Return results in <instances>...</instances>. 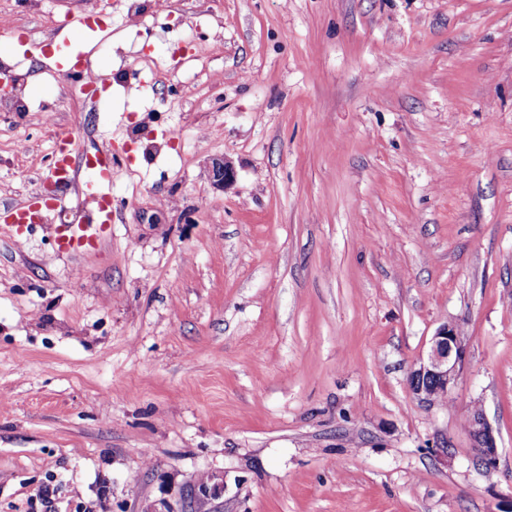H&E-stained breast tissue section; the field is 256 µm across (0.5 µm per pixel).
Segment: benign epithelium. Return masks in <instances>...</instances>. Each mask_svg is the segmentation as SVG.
<instances>
[{"mask_svg":"<svg viewBox=\"0 0 512 512\" xmlns=\"http://www.w3.org/2000/svg\"><path fill=\"white\" fill-rule=\"evenodd\" d=\"M211 173L214 181L224 187L233 177V169L224 161L212 162ZM464 357L461 336L454 323H446L438 328L431 339L427 359L411 370L409 387L415 398L422 404L431 406L449 395L457 383ZM467 429L482 467H489L497 460V444L493 428L480 410H474L468 416ZM218 496L217 487L212 479L196 484L190 494L183 499L181 509L168 512H193L197 504L208 502Z\"/></svg>","mask_w":512,"mask_h":512,"instance_id":"7a95c632","label":"benign epithelium"}]
</instances>
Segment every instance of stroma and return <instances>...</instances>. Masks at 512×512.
<instances>
[{
	"label": "stroma",
	"mask_w": 512,
	"mask_h": 512,
	"mask_svg": "<svg viewBox=\"0 0 512 512\" xmlns=\"http://www.w3.org/2000/svg\"><path fill=\"white\" fill-rule=\"evenodd\" d=\"M141 4L135 31L127 0H0L29 103L0 209L63 132L125 170L97 254L54 250L78 185L0 234V512H162L203 475L206 512H512V0ZM89 12L93 92L53 63ZM446 323L429 407L408 376ZM463 357L457 325L446 323L440 326L431 339L426 361L410 372L409 387L415 398L431 406L438 399L447 397L457 383ZM467 429L477 456L478 466L493 465L497 460L496 437L481 410H473L470 413Z\"/></svg>",
	"instance_id": "obj_1"
}]
</instances>
